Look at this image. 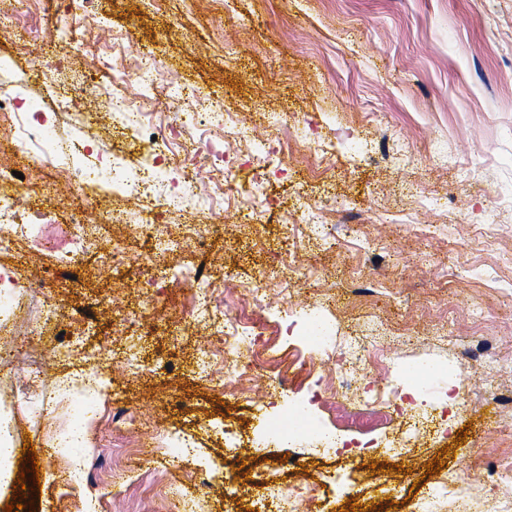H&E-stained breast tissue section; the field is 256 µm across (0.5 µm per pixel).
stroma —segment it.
Here are the masks:
<instances>
[{
  "instance_id": "obj_1",
  "label": "stroma",
  "mask_w": 512,
  "mask_h": 512,
  "mask_svg": "<svg viewBox=\"0 0 512 512\" xmlns=\"http://www.w3.org/2000/svg\"><path fill=\"white\" fill-rule=\"evenodd\" d=\"M108 43L126 37L161 60L153 94L165 108L171 86L191 88L181 109L234 121L243 147L261 153L280 141L288 173L263 186L267 204L246 223L229 193L224 223L206 251L166 252L167 232L203 224L200 196L159 213L155 197L113 194L106 180L81 186V164L53 171L14 147L0 127V159L28 168L36 194L19 209L56 248H31L19 237L0 250V265L32 295L15 308L13 334L0 340L15 359L0 372V422L14 454L0 473V512H227L230 500L270 512L262 479L280 471L284 484L312 488L297 512H422L441 475L491 471L496 491L473 487L471 512H499L512 491V460L497 438L512 437V0H98L94 20L49 10H0V79L26 74L21 92L31 109L56 106L73 85L92 94L43 133L89 140L137 169L143 142L113 126L112 106L95 88L104 70L71 38ZM61 56L53 74L36 59ZM331 141L319 167L296 151L309 125ZM352 128V143L334 145ZM83 187L101 222L125 251L113 258L96 241L80 266L60 260L76 227L69 213ZM327 218L324 245L305 219ZM157 219L164 234L146 238L137 224ZM294 253L292 275L281 257ZM202 266L216 286L211 300L167 287L175 268ZM263 276L267 311L311 307L318 327L299 337H327L355 354L353 392L331 395L322 414L343 448L267 440V418L297 405L296 383L264 372L255 393L225 391L222 356L225 293L239 294ZM57 310L48 318L49 310ZM490 346L487 360H465L463 348ZM383 352L392 374L363 352ZM108 366L105 394L57 401L59 379ZM424 364L435 378L416 390L430 405L416 439L404 433L414 409L372 403L385 385L407 390ZM510 396L507 404L497 395ZM82 428L89 443L59 447V431ZM193 441L189 456L158 445L159 435ZM85 461L72 478L73 460ZM440 461L441 474L427 472ZM224 466L201 485V467Z\"/></svg>"
}]
</instances>
